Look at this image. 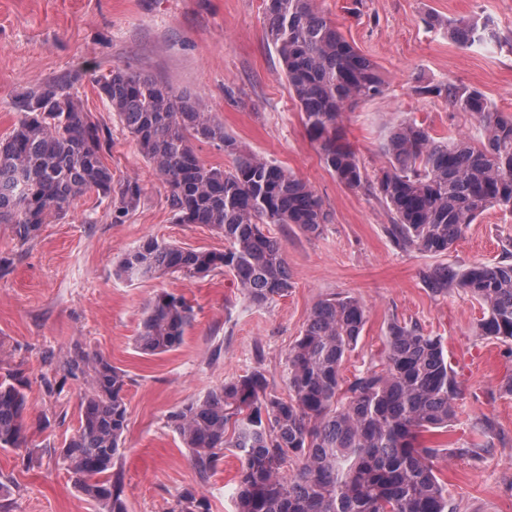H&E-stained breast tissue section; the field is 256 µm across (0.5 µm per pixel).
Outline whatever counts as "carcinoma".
<instances>
[{"instance_id": "1", "label": "carcinoma", "mask_w": 512, "mask_h": 512, "mask_svg": "<svg viewBox=\"0 0 512 512\" xmlns=\"http://www.w3.org/2000/svg\"><path fill=\"white\" fill-rule=\"evenodd\" d=\"M266 36L276 50L309 135L327 168L344 186L370 187L387 204L386 227L401 250L443 254L469 224L497 206L512 212V116L494 109L477 89L451 82L416 87L470 113L480 132L443 141L404 121L383 145L388 166L368 181L345 141L342 112L381 98L386 81L377 65L350 44L317 0H266ZM461 46L497 39L485 22L448 24ZM101 98L168 187L177 224H205L224 235L222 252L148 238L127 251L116 274L128 280L221 270L243 298L263 308L288 295L291 275L281 241L267 224H294L318 236L328 221L322 200L303 179L271 160L242 153L224 123L202 100L149 75L111 69L95 78ZM18 120L0 140V224L19 243L60 221L90 192L110 200L120 224L139 206L136 179L119 186L103 161L110 131L86 112L71 79L54 81L15 102ZM204 142L232 156L212 165L195 152ZM435 295L463 290L484 310L479 335L512 341V259L440 266L424 273ZM195 320L184 296L162 290L144 306L135 347L146 355L176 350ZM366 322L352 296L319 302L288 350L285 397L268 392L255 368L208 391L169 415L202 479L219 451L237 450V512H454L437 476L441 449L422 444L425 432L444 430L457 417L460 389L445 346L416 323L387 328L382 369L371 366L343 387L341 366ZM80 382L78 426L64 440L61 465L99 512H127L112 472L127 428V375L103 353L78 348L63 364ZM23 376H0V448L27 446ZM178 512H209L194 488L182 491Z\"/></svg>"}]
</instances>
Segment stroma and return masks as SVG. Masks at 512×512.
Here are the masks:
<instances>
[{
	"label": "stroma",
	"mask_w": 512,
	"mask_h": 512,
	"mask_svg": "<svg viewBox=\"0 0 512 512\" xmlns=\"http://www.w3.org/2000/svg\"><path fill=\"white\" fill-rule=\"evenodd\" d=\"M345 38L379 67L385 97L359 102L341 128L368 176L386 166L381 146L393 125L413 120L438 138L471 134L474 121L416 86L452 82L482 91L512 114V0H317ZM263 0H0V138L18 115L15 101L46 82L77 77L84 107L111 132L104 155L114 182L138 179L144 194L124 223L108 202L84 196L66 219L43 225L20 244L0 224V375L21 371L27 397L28 447L0 448V504L8 512H96L58 461L77 424L79 388L62 363L76 348L104 353L128 378L127 429L114 471L128 512H174L196 487L210 512H236L235 449L220 453L199 481L169 415L224 381L262 368L271 392L287 396L286 355L314 306L333 294L359 299L367 321L341 373L353 380L379 362L391 322H415L441 337L460 388L459 415L447 433L438 475L456 512H512V346L478 334L481 306L457 289L435 295L423 273L438 265L494 263L512 252V213L491 208L446 253L403 251L388 238L392 221L371 187L350 189L325 167L292 99L280 59L265 36ZM435 26H428L427 16ZM489 22L486 48L462 47L446 27ZM146 73L200 97L247 152L302 178L322 199L329 222L310 236L292 224L268 230L284 245L293 286L264 308L249 305L231 275L201 278L117 277L115 265L154 237L185 248L220 251L224 237L203 224H176L168 189L139 154L92 83L95 72ZM93 223H86V216ZM186 296L196 318L181 346L138 352L134 338L157 290ZM55 378L47 387V378ZM475 448V456L465 448Z\"/></svg>",
	"instance_id": "obj_1"
}]
</instances>
